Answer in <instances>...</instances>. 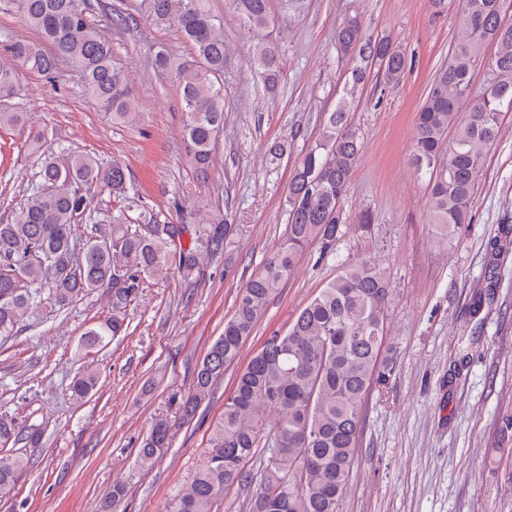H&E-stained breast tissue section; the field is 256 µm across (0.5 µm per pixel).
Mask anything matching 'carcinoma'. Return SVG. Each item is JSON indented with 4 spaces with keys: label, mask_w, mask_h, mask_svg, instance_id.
I'll list each match as a JSON object with an SVG mask.
<instances>
[{
    "label": "carcinoma",
    "mask_w": 512,
    "mask_h": 512,
    "mask_svg": "<svg viewBox=\"0 0 512 512\" xmlns=\"http://www.w3.org/2000/svg\"><path fill=\"white\" fill-rule=\"evenodd\" d=\"M159 21L173 23L192 47L176 71L185 112L184 152L196 177H205L212 149L224 127V71L233 52L224 40V21L211 0H142ZM254 38V64L272 92L279 52L270 39L276 25L270 0H230ZM91 0H0V11H17L52 47L47 54L33 43L6 39L5 50L21 66L45 76L60 62L79 73L82 91L116 124L140 120L126 72L112 58V37L97 27ZM131 2L112 15L115 25L135 20ZM512 0H461V18L448 57L435 70L415 119L410 165L425 180L433 242L448 247L462 225L473 222L477 182L486 153L497 141L504 114L512 112V25L504 22ZM496 46L491 78L473 91L471 72L489 44ZM336 49L360 66L336 108L326 113L320 137L297 161L286 191L288 224L275 250L236 298L224 332L198 365L192 388L179 406L180 419L195 416L224 370L239 363L246 340L272 296L292 276L302 253L319 246L336 252L344 235L343 203L362 150L349 120L366 71L393 87L407 71L406 48L389 39L363 35L359 12L336 26ZM17 94V73L0 66V127L27 135L39 152V182L14 219L0 223V339L20 329L32 309L49 301L65 308L101 293L112 310L83 333L77 352L107 345L126 330V311L149 278L177 274L197 283L212 263L224 259L231 270L230 246L237 225L206 208L194 223L160 219L140 197L130 173L119 162L105 166L86 153L46 148V130L30 114L6 103ZM453 136H448V132ZM106 191L125 202L119 214L96 222L90 235H75L92 219L87 192ZM391 284L371 258L346 263L294 318L275 331L238 372L224 412L213 426L208 448L189 481L168 504L167 512H214L224 490L238 485L250 491L248 512H338L359 447L360 414L366 396L392 370L384 355ZM98 372L82 368L69 391L85 402L97 390ZM176 421L157 417L138 448L142 468L155 464L172 445ZM42 433L0 416V447L35 448ZM266 460L247 468L256 448ZM24 457L0 461V494L8 495L25 471ZM126 485L115 483L98 512H116Z\"/></svg>",
    "instance_id": "1"
}]
</instances>
